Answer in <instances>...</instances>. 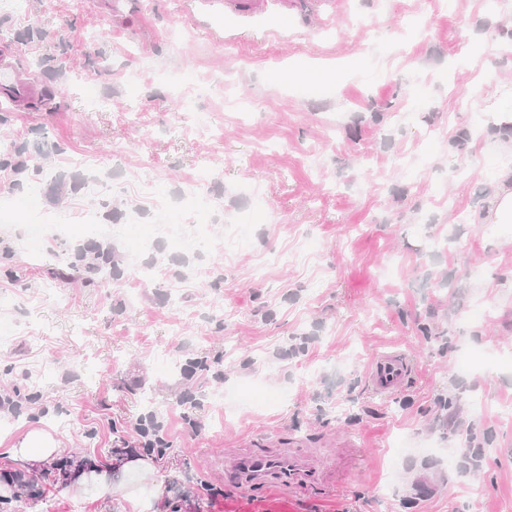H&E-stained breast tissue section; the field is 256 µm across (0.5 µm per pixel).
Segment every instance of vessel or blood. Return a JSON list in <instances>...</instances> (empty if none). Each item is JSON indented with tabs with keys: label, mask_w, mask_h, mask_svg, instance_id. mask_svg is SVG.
<instances>
[{
	"label": "vessel or blood",
	"mask_w": 512,
	"mask_h": 512,
	"mask_svg": "<svg viewBox=\"0 0 512 512\" xmlns=\"http://www.w3.org/2000/svg\"><path fill=\"white\" fill-rule=\"evenodd\" d=\"M40 93V88L23 77L8 56L0 57V99L18 104ZM412 373L413 364L405 353H384L371 363L368 386L374 392L388 393L405 385ZM226 475L240 485L264 486L276 482L291 489L314 484L324 477L323 471L304 467L293 455L266 449L238 457Z\"/></svg>",
	"instance_id": "obj_1"
}]
</instances>
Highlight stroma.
Here are the masks:
<instances>
[{
    "label": "stroma",
    "mask_w": 512,
    "mask_h": 512,
    "mask_svg": "<svg viewBox=\"0 0 512 512\" xmlns=\"http://www.w3.org/2000/svg\"><path fill=\"white\" fill-rule=\"evenodd\" d=\"M325 7L0 10V50L44 89L0 103V160L27 163L0 200L37 201L0 223V394L18 402L0 438L64 447L36 467L0 455L5 512H512V234L475 221L501 158L467 103L512 83V0H337L313 27ZM201 167L207 238L170 247L144 209ZM53 217L73 230L25 251ZM100 250L112 277L83 287L78 255ZM394 350L416 370L374 394L367 368ZM150 414L168 448L114 469ZM252 439L316 456L324 482L229 484Z\"/></svg>",
    "instance_id": "35a3bbf8"
}]
</instances>
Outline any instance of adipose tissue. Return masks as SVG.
I'll use <instances>...</instances> for the list:
<instances>
[{"label": "adipose tissue", "mask_w": 512, "mask_h": 512, "mask_svg": "<svg viewBox=\"0 0 512 512\" xmlns=\"http://www.w3.org/2000/svg\"><path fill=\"white\" fill-rule=\"evenodd\" d=\"M471 109L480 114L491 141L506 156L486 196L482 221L512 224V90L501 85L489 92H477L471 99Z\"/></svg>", "instance_id": "ef3b65f1"}]
</instances>
